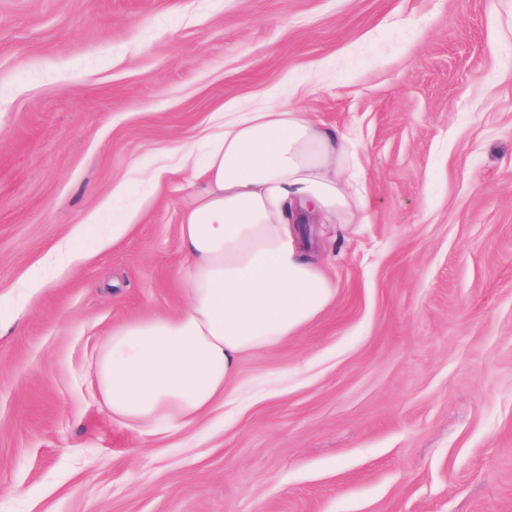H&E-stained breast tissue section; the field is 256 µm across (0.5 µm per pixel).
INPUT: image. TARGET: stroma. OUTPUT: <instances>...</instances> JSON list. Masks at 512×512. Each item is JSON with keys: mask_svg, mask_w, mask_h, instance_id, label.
Segmentation results:
<instances>
[{"mask_svg": "<svg viewBox=\"0 0 512 512\" xmlns=\"http://www.w3.org/2000/svg\"><path fill=\"white\" fill-rule=\"evenodd\" d=\"M270 100L360 140L369 220L312 225L316 322L143 435L90 357L182 306L181 155ZM0 512H512V0H0Z\"/></svg>", "mask_w": 512, "mask_h": 512, "instance_id": "1", "label": "stroma"}]
</instances>
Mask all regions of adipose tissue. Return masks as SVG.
<instances>
[{
    "mask_svg": "<svg viewBox=\"0 0 512 512\" xmlns=\"http://www.w3.org/2000/svg\"><path fill=\"white\" fill-rule=\"evenodd\" d=\"M190 169L174 314L132 317L97 347L86 379L113 420L152 435L195 424L230 393L245 356L299 335L336 289L291 224L363 223L360 146L271 104L225 120Z\"/></svg>",
    "mask_w": 512,
    "mask_h": 512,
    "instance_id": "1",
    "label": "adipose tissue"
}]
</instances>
